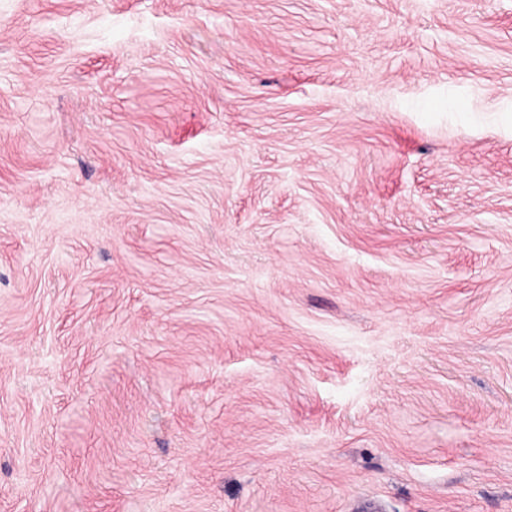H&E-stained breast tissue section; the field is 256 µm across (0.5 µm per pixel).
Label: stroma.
<instances>
[{"label":"stroma","mask_w":512,"mask_h":512,"mask_svg":"<svg viewBox=\"0 0 512 512\" xmlns=\"http://www.w3.org/2000/svg\"><path fill=\"white\" fill-rule=\"evenodd\" d=\"M512 512V0H0V512Z\"/></svg>","instance_id":"35a3bbf8"}]
</instances>
